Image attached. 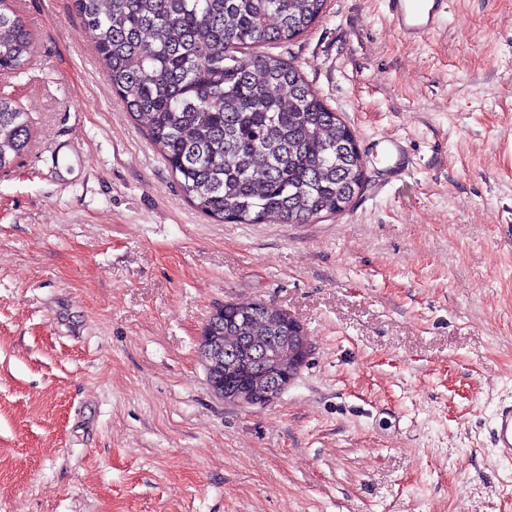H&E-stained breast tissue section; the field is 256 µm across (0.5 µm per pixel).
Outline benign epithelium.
I'll return each instance as SVG.
<instances>
[{
    "instance_id": "1",
    "label": "benign epithelium",
    "mask_w": 512,
    "mask_h": 512,
    "mask_svg": "<svg viewBox=\"0 0 512 512\" xmlns=\"http://www.w3.org/2000/svg\"><path fill=\"white\" fill-rule=\"evenodd\" d=\"M224 319V307L215 308L209 315V322L202 330L200 349L204 360L213 371L212 389L221 398L240 405L265 406L273 403L285 384L292 382L306 363L311 350L309 337L298 321L288 317V363L277 369L265 385L245 384L229 390L224 388V359L232 356L233 350L224 347V336L219 332Z\"/></svg>"
}]
</instances>
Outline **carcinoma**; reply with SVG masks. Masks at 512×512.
I'll use <instances>...</instances> for the list:
<instances>
[{"label": "carcinoma", "instance_id": "cac0c4a2", "mask_svg": "<svg viewBox=\"0 0 512 512\" xmlns=\"http://www.w3.org/2000/svg\"><path fill=\"white\" fill-rule=\"evenodd\" d=\"M327 0H73L82 30L109 64L112 90L176 177L213 219L307 224L349 208L363 187L356 137L297 66L253 44L288 43L322 17ZM32 34L0 0V71L21 73ZM30 119L0 90V170L22 155ZM280 310L247 326L224 315L241 373L288 358ZM247 340L239 342V337Z\"/></svg>", "mask_w": 512, "mask_h": 512}]
</instances>
